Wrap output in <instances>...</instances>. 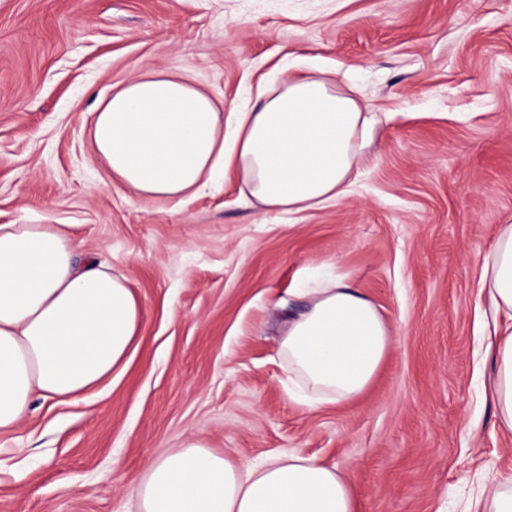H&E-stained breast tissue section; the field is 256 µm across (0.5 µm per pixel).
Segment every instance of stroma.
<instances>
[{"label":"stroma","mask_w":512,"mask_h":512,"mask_svg":"<svg viewBox=\"0 0 512 512\" xmlns=\"http://www.w3.org/2000/svg\"><path fill=\"white\" fill-rule=\"evenodd\" d=\"M376 114L350 193L297 215L220 179L190 200L106 184L97 104L148 71L223 112L290 61ZM68 225L144 309L127 368L0 435V512H139L151 461L201 439L341 466L360 512H464L512 473L492 436L481 257L512 224V0H0V224ZM348 275L391 331L356 399L307 404L281 343L301 289Z\"/></svg>","instance_id":"stroma-1"}]
</instances>
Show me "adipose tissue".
<instances>
[{
  "label": "adipose tissue",
  "mask_w": 512,
  "mask_h": 512,
  "mask_svg": "<svg viewBox=\"0 0 512 512\" xmlns=\"http://www.w3.org/2000/svg\"><path fill=\"white\" fill-rule=\"evenodd\" d=\"M258 96V106L227 117L188 75L146 72L99 106L91 153L110 183L148 198L181 200L229 174L269 212L321 209L346 196L374 113L318 67ZM481 280L496 324L494 431L512 435V224L499 225ZM307 295L283 342L288 367L308 396L351 400L373 381L390 329L344 278ZM142 323L126 276L98 258L77 265L62 225L0 224V434L35 399L73 402L124 370ZM135 495L140 512H359L339 467L299 452L232 461L198 439L154 460ZM469 512H512V474L490 476Z\"/></svg>",
  "instance_id": "adipose-tissue-1"
}]
</instances>
